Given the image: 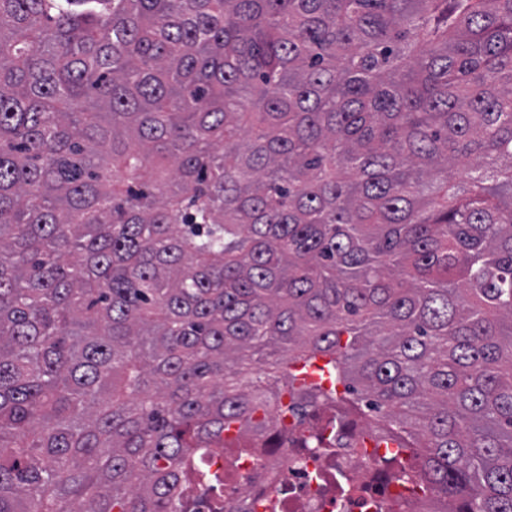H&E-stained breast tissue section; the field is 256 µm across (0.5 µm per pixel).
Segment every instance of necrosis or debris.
Segmentation results:
<instances>
[{
    "label": "necrosis or debris",
    "instance_id": "necrosis-or-debris-1",
    "mask_svg": "<svg viewBox=\"0 0 512 512\" xmlns=\"http://www.w3.org/2000/svg\"><path fill=\"white\" fill-rule=\"evenodd\" d=\"M274 448L240 453L216 445L201 462L208 487H186L194 512H435L432 493L413 490L412 454L391 459L367 448L357 427L298 424L286 418Z\"/></svg>",
    "mask_w": 512,
    "mask_h": 512
}]
</instances>
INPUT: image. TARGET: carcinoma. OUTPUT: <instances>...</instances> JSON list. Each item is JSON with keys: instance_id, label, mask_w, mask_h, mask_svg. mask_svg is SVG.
Returning a JSON list of instances; mask_svg holds the SVG:
<instances>
[{"instance_id": "cac0c4a2", "label": "carcinoma", "mask_w": 512, "mask_h": 512, "mask_svg": "<svg viewBox=\"0 0 512 512\" xmlns=\"http://www.w3.org/2000/svg\"><path fill=\"white\" fill-rule=\"evenodd\" d=\"M275 407L512 512V0H0V512H193Z\"/></svg>"}]
</instances>
